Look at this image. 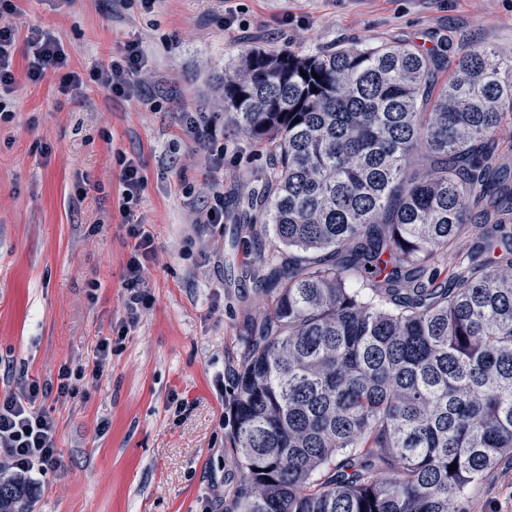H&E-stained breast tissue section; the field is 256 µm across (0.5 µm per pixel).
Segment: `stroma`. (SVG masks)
Instances as JSON below:
<instances>
[{"label":"stroma","mask_w":512,"mask_h":512,"mask_svg":"<svg viewBox=\"0 0 512 512\" xmlns=\"http://www.w3.org/2000/svg\"><path fill=\"white\" fill-rule=\"evenodd\" d=\"M0 23L59 33L70 65L122 61L137 42L134 95L97 86L69 96L38 83L15 53L12 116L0 122V394L20 381L56 387L115 337L100 376L48 396L64 472L35 471L33 512H233L239 462L224 427V388L268 309L253 279L261 225L235 213L268 151L224 123L217 78L252 48L308 54L386 40L452 39L512 54V0H11ZM204 113L208 141L183 116ZM222 152L223 168L212 153ZM144 176L131 219L119 211L127 162ZM222 206L199 224L195 209ZM143 225L155 256L129 324L122 280ZM125 336H118L119 328ZM108 428H101V421ZM472 512H512V469L491 471Z\"/></svg>","instance_id":"obj_1"}]
</instances>
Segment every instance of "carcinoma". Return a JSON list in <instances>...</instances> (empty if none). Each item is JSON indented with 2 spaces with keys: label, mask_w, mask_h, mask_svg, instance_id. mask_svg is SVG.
<instances>
[{
  "label": "carcinoma",
  "mask_w": 512,
  "mask_h": 512,
  "mask_svg": "<svg viewBox=\"0 0 512 512\" xmlns=\"http://www.w3.org/2000/svg\"><path fill=\"white\" fill-rule=\"evenodd\" d=\"M452 50L255 48L219 78L271 155L244 210L273 232L270 307L224 399L237 512H471L512 465V219L478 210L512 214V57L473 49L441 81ZM468 223L464 271L440 268ZM32 496L0 477V512Z\"/></svg>",
  "instance_id": "cac0c4a2"
}]
</instances>
